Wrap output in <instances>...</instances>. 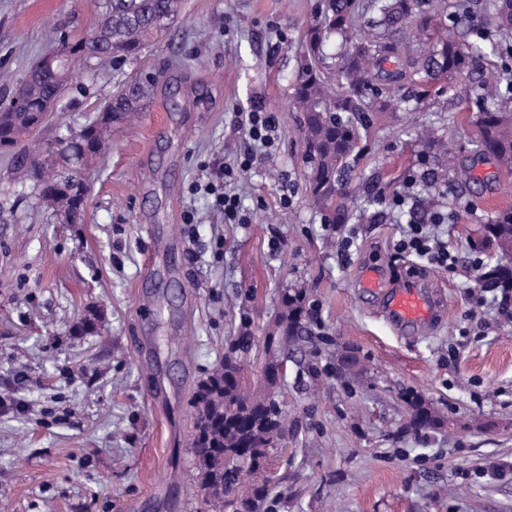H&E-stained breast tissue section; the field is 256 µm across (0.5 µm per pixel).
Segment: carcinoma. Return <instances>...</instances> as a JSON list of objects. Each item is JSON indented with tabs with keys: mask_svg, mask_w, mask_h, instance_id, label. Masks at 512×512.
<instances>
[{
	"mask_svg": "<svg viewBox=\"0 0 512 512\" xmlns=\"http://www.w3.org/2000/svg\"><path fill=\"white\" fill-rule=\"evenodd\" d=\"M463 19L469 0H321L314 21L300 43L303 57L292 89L302 133L309 191L328 224H345L349 204L357 192L352 172L363 151V131L378 112H400L410 100L422 101L442 79H469L477 70L485 47L448 34L442 18L448 9ZM182 10V0H106L97 26L73 41L63 30L57 37L61 57L54 67L35 65L17 82L23 96L20 109L0 111V149L11 152L32 135L39 116L61 93L85 75L119 67L138 56L162 36ZM493 22L512 31V0H498ZM339 35L343 49L328 62L327 39ZM474 96L475 124L483 154L512 163V82L479 79ZM156 89L152 76L140 75L119 85L78 129L57 135L51 149L25 151L19 158L40 165V203L68 224H80L84 203L58 192L67 176L79 177L105 149L112 132L125 127L144 108ZM485 244L501 255L512 252V209L484 227ZM486 288L512 287V266L498 264L480 275ZM278 316L282 337L275 348L283 360L313 319L315 305L303 288L280 293ZM257 347L246 331L224 348V358L192 391V428L189 454L194 479L204 501L224 512H256L270 493L262 477L277 445L286 437L275 382L253 389L242 358ZM357 359L347 350L337 354L341 377L356 372ZM409 412L406 431L415 434L445 428L447 421L424 398L403 394ZM253 475L249 487L231 503L224 502V486L240 485L243 474Z\"/></svg>",
	"mask_w": 512,
	"mask_h": 512,
	"instance_id": "obj_1",
	"label": "carcinoma"
}]
</instances>
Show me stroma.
Instances as JSON below:
<instances>
[{
  "label": "stroma",
  "mask_w": 512,
  "mask_h": 512,
  "mask_svg": "<svg viewBox=\"0 0 512 512\" xmlns=\"http://www.w3.org/2000/svg\"><path fill=\"white\" fill-rule=\"evenodd\" d=\"M103 3L0 0V71L23 78L58 29L94 28ZM318 3L183 0L167 36L66 90L56 109L77 127L118 82L158 77L141 118L87 171L82 223L39 209L0 152V512H208L185 466L191 385L242 321L274 331L279 292L300 287L318 318L287 363L289 434L260 512H512V314L480 302V271L502 257L478 246L512 206V167L479 152L472 83L442 82L417 109L375 118L355 174L378 202L326 223L291 108ZM495 5L477 0L471 24L500 45L483 68L507 75L512 35L491 24ZM255 109L272 113L277 138L235 186L247 223L228 224L194 185L243 153L239 115ZM421 128L455 144L440 169H470L439 209L452 269L396 247L408 217L392 200L416 204ZM369 270L387 289L426 288L440 317L397 334L360 286ZM87 315L95 331L77 334ZM344 344L362 369L349 384L332 371ZM407 390L448 430L406 431Z\"/></svg>",
  "instance_id": "obj_1"
}]
</instances>
